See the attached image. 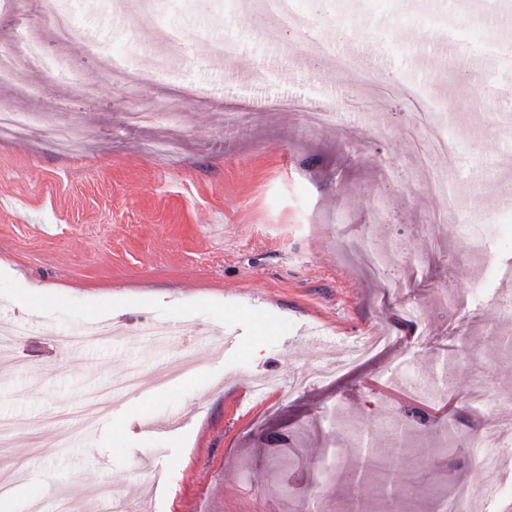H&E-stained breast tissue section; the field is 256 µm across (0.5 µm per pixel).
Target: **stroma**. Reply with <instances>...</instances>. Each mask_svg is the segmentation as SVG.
Here are the masks:
<instances>
[{
    "label": "stroma",
    "mask_w": 512,
    "mask_h": 512,
    "mask_svg": "<svg viewBox=\"0 0 512 512\" xmlns=\"http://www.w3.org/2000/svg\"><path fill=\"white\" fill-rule=\"evenodd\" d=\"M324 35L260 18L257 0H157L141 20L130 0H41L19 23L0 13V48L69 13L70 40L46 37L53 69L0 75V106L77 116L72 150L48 129L0 139V323L48 320L54 333L107 320L127 335L92 345L72 363L53 335L15 337L13 368L0 370V480L13 482L9 512L75 508L116 512L98 494L119 485L132 512H377L376 484L349 486L336 472L360 459L428 455L438 432L487 434L485 418L512 428V363L492 339L512 336V52L484 71L479 50L504 45L505 30L476 10L461 25L456 59L442 21L451 0H292ZM237 54L225 61L220 47ZM366 108L345 100L348 78L329 62L352 50ZM156 73L131 91L97 86L113 60ZM34 94L19 96V84ZM192 97L171 110L173 89ZM453 104L440 114L454 158L422 135L415 94ZM158 105L150 125L127 114L137 96ZM305 98L330 112L312 127ZM246 119L225 126L227 112ZM262 120H252V113ZM393 249L384 278L355 262L359 249ZM42 303L24 300L30 286ZM423 319L403 328V309ZM192 322L175 346L144 325ZM231 336L227 349L206 336ZM365 336L389 344L348 369L336 357ZM470 355L454 389L452 416L414 418L417 404L385 387L418 382L439 392L440 360L459 340ZM176 378L102 412L95 428L71 416L127 374ZM487 395L466 401L473 382ZM165 422L163 433L149 422ZM494 445L434 458L422 486L406 476L396 494L432 512L435 493L512 485V472L479 468ZM51 496L33 501L36 486Z\"/></svg>",
    "instance_id": "1"
}]
</instances>
